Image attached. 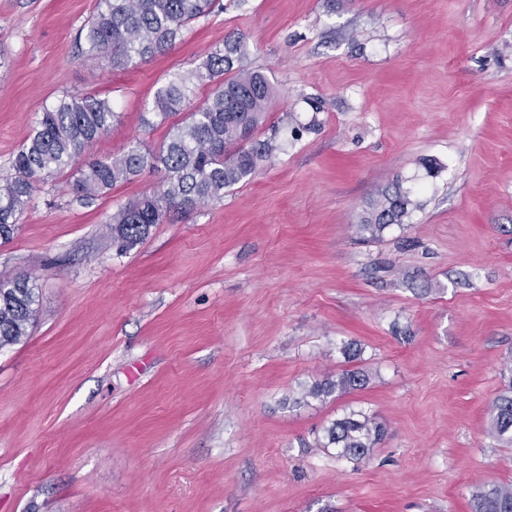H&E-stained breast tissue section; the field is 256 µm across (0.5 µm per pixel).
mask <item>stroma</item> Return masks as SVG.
Listing matches in <instances>:
<instances>
[{
  "label": "stroma",
  "instance_id": "stroma-1",
  "mask_svg": "<svg viewBox=\"0 0 512 512\" xmlns=\"http://www.w3.org/2000/svg\"><path fill=\"white\" fill-rule=\"evenodd\" d=\"M96 4L0 0V174L66 94L119 114L92 156L158 149L185 115L146 125L155 91L230 36L282 149L125 253L107 219L164 171L91 208L69 171L35 192L0 242V278L39 294L0 348V512H471L512 483L487 433L512 371V0H220L123 70L78 52ZM396 180L418 208L363 239ZM351 364L363 389L303 398ZM353 410L383 428L360 462L323 445Z\"/></svg>",
  "mask_w": 512,
  "mask_h": 512
}]
</instances>
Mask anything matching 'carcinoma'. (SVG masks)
Returning a JSON list of instances; mask_svg holds the SVG:
<instances>
[{"label":"carcinoma","instance_id":"obj_1","mask_svg":"<svg viewBox=\"0 0 512 512\" xmlns=\"http://www.w3.org/2000/svg\"><path fill=\"white\" fill-rule=\"evenodd\" d=\"M214 0H99L97 12L79 33L82 56L114 70L125 69L169 52L187 25L212 12ZM246 45L227 40L212 51L201 69L175 73L157 89L150 108L164 122L180 112L194 95L196 84L213 81L233 69ZM275 98L273 86L258 71H239L224 80L176 125L158 151L133 145L107 158L87 152L117 121L112 101L97 95H66L38 113L33 133L13 156L10 173L0 177V239H12L18 215L45 178L76 166L67 183L71 201L91 208L113 187L127 183L147 169H164L160 189L129 199L112 212V244L126 252L143 241L151 227L224 199L229 189L254 175L281 149L277 130L259 139L257 129ZM418 206L412 190L395 182L381 188L362 211L358 231L379 237L393 224H402ZM36 287L28 275L0 279V348L28 335L34 320ZM368 374L346 369L314 383L303 398H338L364 387ZM383 434L381 425L363 411L334 420L325 430L324 447L340 458L362 460ZM488 434L512 443V381L490 406ZM472 512H512V483L492 484L472 494Z\"/></svg>","mask_w":512,"mask_h":512}]
</instances>
